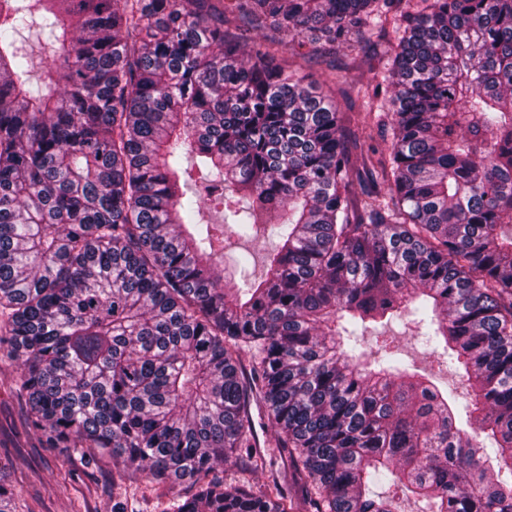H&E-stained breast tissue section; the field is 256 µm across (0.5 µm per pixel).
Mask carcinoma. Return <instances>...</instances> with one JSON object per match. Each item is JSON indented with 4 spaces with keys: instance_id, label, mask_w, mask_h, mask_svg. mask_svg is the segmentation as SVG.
<instances>
[{
    "instance_id": "cac0c4a2",
    "label": "carcinoma",
    "mask_w": 512,
    "mask_h": 512,
    "mask_svg": "<svg viewBox=\"0 0 512 512\" xmlns=\"http://www.w3.org/2000/svg\"><path fill=\"white\" fill-rule=\"evenodd\" d=\"M401 4L0 0V361L48 447L190 484L172 512H288L209 477L266 466L259 402L307 512H512V0ZM388 24L349 101L390 122L353 130L255 38ZM262 231L258 276L235 249ZM403 319L463 407L362 349Z\"/></svg>"
}]
</instances>
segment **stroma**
I'll list each match as a JSON object with an SVG mask.
<instances>
[{
    "instance_id": "1",
    "label": "stroma",
    "mask_w": 512,
    "mask_h": 512,
    "mask_svg": "<svg viewBox=\"0 0 512 512\" xmlns=\"http://www.w3.org/2000/svg\"><path fill=\"white\" fill-rule=\"evenodd\" d=\"M313 59L303 70L322 82L331 78V67L344 68L349 84H371L373 67L383 66L384 57L365 62L361 50L324 42L306 43ZM405 358L436 375L440 387L455 395L458 404L469 398L458 374L440 370L433 356L415 345L401 324L387 328ZM17 368L0 362V475L18 490V512H104L106 505L120 503L124 512H164L177 494H188L189 486L151 483L138 473L123 471L109 454L97 455L91 463L61 448L47 447L38 432H24L27 403L15 391Z\"/></svg>"
}]
</instances>
